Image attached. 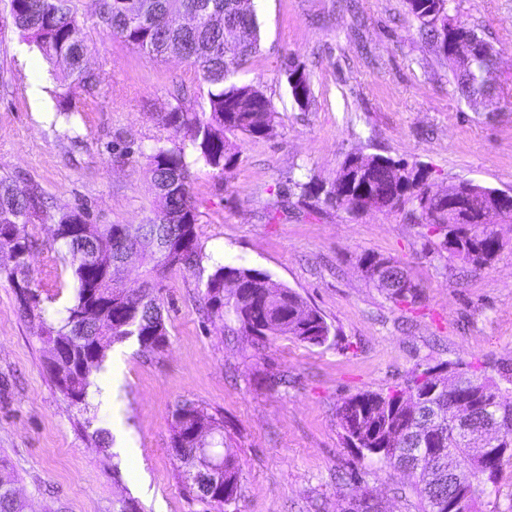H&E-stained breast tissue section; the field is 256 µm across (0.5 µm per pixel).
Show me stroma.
Listing matches in <instances>:
<instances>
[{"label": "stroma", "mask_w": 512, "mask_h": 512, "mask_svg": "<svg viewBox=\"0 0 512 512\" xmlns=\"http://www.w3.org/2000/svg\"><path fill=\"white\" fill-rule=\"evenodd\" d=\"M260 47L234 76L258 87L276 112L272 136L232 135L237 164L217 177L191 168L198 210L196 266L167 273L160 298L168 344L143 353L114 344L119 380L110 399L90 389L71 405L47 367L43 325L74 298L70 272L52 248V225L31 231L28 264L40 282L33 316L0 273V460L13 470L29 512H214L178 479L172 413L191 401L224 418V441L240 468L239 512H336L354 473L388 512H418L410 479L344 444L343 401L384 391L415 369L440 363L512 364V223L492 267L461 276L434 253L405 211L353 214L304 198L299 186L333 180L347 155L381 154L422 166L445 187L470 180L512 188V0H452L448 15L498 52L496 92L479 106L460 95L446 63L424 42L405 0H256ZM95 95L68 90L0 0V176L39 183L48 212L81 208L95 224H145L157 207L148 157L167 144L161 113L207 109L197 68L151 60L122 39L88 28ZM304 69L314 99L291 98L288 70ZM70 97V117L57 113ZM282 208H274V201ZM372 253L408 267L420 285L396 304L370 282ZM219 265L258 269L298 292L336 332L325 345L288 338L261 346L231 338L202 311ZM122 428L121 446L98 447L94 429ZM139 459L131 473L122 448Z\"/></svg>", "instance_id": "35a3bbf8"}]
</instances>
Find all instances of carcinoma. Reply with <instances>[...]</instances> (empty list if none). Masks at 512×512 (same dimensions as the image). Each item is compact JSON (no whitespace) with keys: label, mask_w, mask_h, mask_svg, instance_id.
<instances>
[{"label":"carcinoma","mask_w":512,"mask_h":512,"mask_svg":"<svg viewBox=\"0 0 512 512\" xmlns=\"http://www.w3.org/2000/svg\"><path fill=\"white\" fill-rule=\"evenodd\" d=\"M406 2L420 35L448 62L462 97L474 105L493 95L495 77L486 60L497 57L495 48L468 26L451 24L442 13L444 0ZM186 7L195 9L198 24L191 29L172 27L171 16ZM10 9L22 36L45 60L65 64L69 87L94 94L98 74L84 63L89 45L81 0H10ZM94 17V27L123 39L152 60L175 55L196 65L208 87L209 111L175 109L161 116L174 136L171 145L157 146L149 155L147 173L158 205L147 224H90L76 210L50 215L44 210L39 184L20 191L12 178L0 177V249L19 255L12 259L8 278L19 289L24 314L38 308L27 263L33 246L29 225H56V241L65 248L74 301L59 324L45 326L42 340L50 352L55 345L70 348L64 358H49L48 368L70 404L83 407L88 406L91 376L112 345L134 336L142 352L155 354L168 343L158 298L160 279L175 268L195 265L199 257L191 164L202 162L222 177L239 154L228 135L239 132L265 138L275 122L270 101L257 87L228 82L260 46L254 0H152L149 12L142 11L141 0H97ZM468 42L476 43L479 56L468 55ZM288 85L296 104L309 103L312 88L306 73L290 69ZM297 187L304 194L322 193L325 205L354 213H389L410 203L411 221L435 234L434 251L440 256L446 252L448 258L475 269L490 267L503 246L497 225L479 223L482 212L493 205L496 189L468 180L451 183L445 192L457 198L459 207L450 210L435 200L436 184L415 164L379 154H349L329 185L316 190L308 183ZM125 233L147 247L141 264L145 290L130 297L121 279L94 262L96 256L117 260ZM362 264L369 272L391 266L394 280L386 285L368 276L391 301L407 303L418 297V284L399 261L368 253ZM204 300L207 316L224 321V330L231 334L245 333L263 342L286 336L312 346L325 344L332 335V326L296 291L272 283L269 275L256 269L216 267L206 281ZM89 307L98 308L100 315L86 321L81 314ZM461 373L474 379L468 389L472 403L468 439L455 432L459 407L456 392L448 385ZM336 419L346 445L413 478L411 490L420 500L421 512H448V504L458 499L468 502L469 512H484V499L499 493L504 463H512V396L502 391L485 367L441 363L416 369L385 392L348 398L336 409ZM489 423L497 426L501 437L493 465L477 442ZM172 431V451L185 492L219 512H238L237 461L225 451L222 465L209 472L210 461L200 452L224 448V420L185 401L173 411ZM14 481V473L0 461V512H26V503L14 495Z\"/></svg>","instance_id":"carcinoma-1"}]
</instances>
